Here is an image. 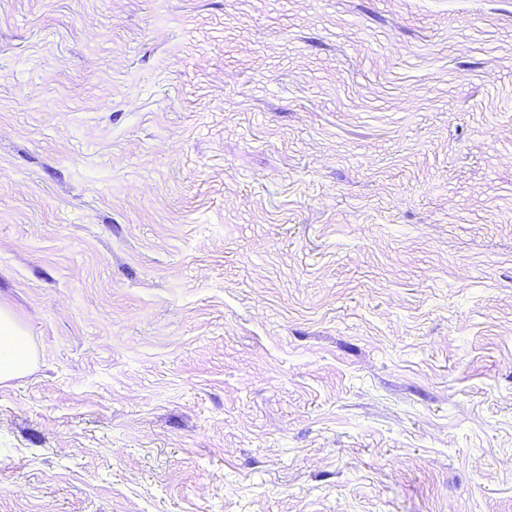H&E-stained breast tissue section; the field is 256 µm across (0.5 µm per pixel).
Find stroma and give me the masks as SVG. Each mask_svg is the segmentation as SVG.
Segmentation results:
<instances>
[{
	"instance_id": "stroma-1",
	"label": "stroma",
	"mask_w": 512,
	"mask_h": 512,
	"mask_svg": "<svg viewBox=\"0 0 512 512\" xmlns=\"http://www.w3.org/2000/svg\"><path fill=\"white\" fill-rule=\"evenodd\" d=\"M0 512H512V0H0ZM34 347L14 315L0 307V383L22 377L35 365Z\"/></svg>"
}]
</instances>
